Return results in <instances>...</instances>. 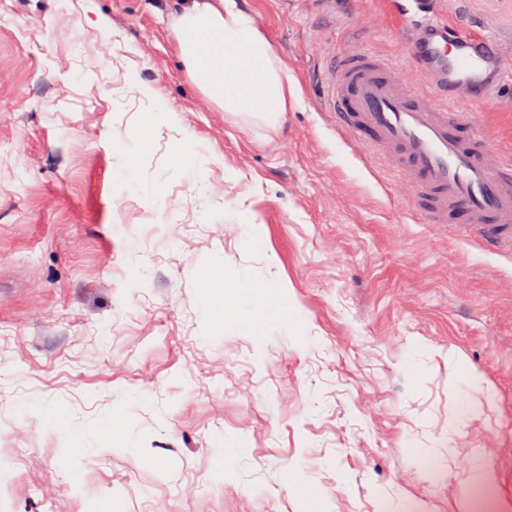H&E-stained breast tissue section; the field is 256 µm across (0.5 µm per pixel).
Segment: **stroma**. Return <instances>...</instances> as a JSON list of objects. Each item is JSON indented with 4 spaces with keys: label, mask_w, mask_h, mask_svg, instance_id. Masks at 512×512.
Here are the masks:
<instances>
[{
    "label": "stroma",
    "mask_w": 512,
    "mask_h": 512,
    "mask_svg": "<svg viewBox=\"0 0 512 512\" xmlns=\"http://www.w3.org/2000/svg\"><path fill=\"white\" fill-rule=\"evenodd\" d=\"M247 4L295 88L274 128L206 103L175 0H0V512H464L476 448L512 502V247L422 223L327 101V63L362 45L423 89L407 0ZM437 11L488 26L512 68V0ZM132 72L180 123L130 186L113 172L149 110ZM456 107L512 155V79ZM240 277L268 286L273 328L244 326ZM470 375L497 400L452 434ZM110 418L127 447L106 445ZM174 154L180 168H199L200 161L194 143L188 136L179 140L174 148Z\"/></svg>",
    "instance_id": "stroma-1"
}]
</instances>
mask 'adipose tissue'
<instances>
[{
    "label": "adipose tissue",
    "instance_id": "ef3b65f1",
    "mask_svg": "<svg viewBox=\"0 0 512 512\" xmlns=\"http://www.w3.org/2000/svg\"><path fill=\"white\" fill-rule=\"evenodd\" d=\"M171 26L187 74L212 106L245 124L280 122L295 90L283 62L241 0H184ZM200 31L212 37L205 61L192 38ZM128 89L152 105L149 122L138 130V146L144 149L156 128L174 124V115L150 85L133 78Z\"/></svg>",
    "mask_w": 512,
    "mask_h": 512
}]
</instances>
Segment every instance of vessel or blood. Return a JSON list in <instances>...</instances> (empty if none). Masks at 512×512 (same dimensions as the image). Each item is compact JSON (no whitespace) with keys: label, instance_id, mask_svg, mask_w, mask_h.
<instances>
[{"label":"vessel or blood","instance_id":"vessel-or-blood-1","mask_svg":"<svg viewBox=\"0 0 512 512\" xmlns=\"http://www.w3.org/2000/svg\"><path fill=\"white\" fill-rule=\"evenodd\" d=\"M406 54L425 90L369 50L336 59L326 94L337 124L412 187L425 223L474 227L491 250L512 246V162L493 158L486 132L455 107L461 97L486 101L512 71L489 31L449 25L431 8Z\"/></svg>","mask_w":512,"mask_h":512}]
</instances>
